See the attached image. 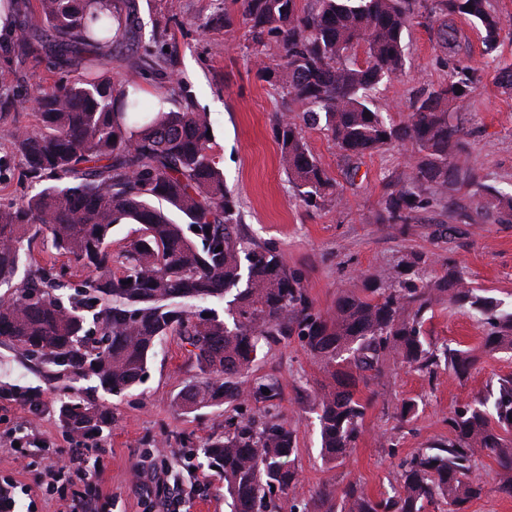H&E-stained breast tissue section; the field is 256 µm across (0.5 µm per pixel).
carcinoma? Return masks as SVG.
Masks as SVG:
<instances>
[{"mask_svg": "<svg viewBox=\"0 0 512 512\" xmlns=\"http://www.w3.org/2000/svg\"><path fill=\"white\" fill-rule=\"evenodd\" d=\"M232 3L224 27L246 31L259 71L281 96L280 157L306 205L321 208L336 193L302 135L320 125L349 166L383 149L414 147L406 177L383 197L381 223H411L429 204L425 191L450 185L475 188L499 223H512V193L455 163L465 132L453 113L481 74L465 60L453 28L439 33L451 62L448 83L417 98L408 120L389 123L372 97L384 77L403 68L402 38L416 0ZM431 11L470 20L487 51L512 36V23L491 0H431ZM135 20L129 2L36 0L15 21L17 52L42 51L65 68L92 52L102 64ZM272 43L280 61L270 67L264 57ZM36 102V128L18 125L13 139L24 178L39 189L19 202L0 200V345L55 386L57 418L71 437L94 439L112 428V412L94 391L118 395L142 383L169 335L191 346L200 372L181 395L187 412L277 399L278 382L247 380L250 366L261 341L300 336L334 381L317 402L329 464L356 444L371 400L356 397L355 388L385 377L388 355L419 371L469 372L470 351L435 347L425 337V314L437 301L448 298L486 327L484 352L512 350V312L469 287L454 263L419 287L409 271L420 258L404 256L370 287L341 293L326 314L316 311L279 256L240 232L236 198L211 155L208 113L187 105L156 110L109 77L55 83L40 89ZM124 222L135 223L137 235L114 251L113 230ZM71 264L87 275L65 294ZM208 302L223 305L224 315L196 309ZM82 380L96 385L77 387ZM0 398L40 405L38 389L18 384L0 385ZM449 425L448 441L400 464L392 494L373 497L350 483L334 504L320 488L315 495L325 512H426L438 500L448 512H466L483 491L471 479L478 449L494 460L500 490L511 497L512 377L497 379ZM200 452L222 476L231 512H282L279 498L300 482L293 432L271 412L209 438Z\"/></svg>", "mask_w": 512, "mask_h": 512, "instance_id": "carcinoma-1", "label": "carcinoma"}]
</instances>
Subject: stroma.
I'll return each mask as SVG.
<instances>
[{"mask_svg": "<svg viewBox=\"0 0 512 512\" xmlns=\"http://www.w3.org/2000/svg\"><path fill=\"white\" fill-rule=\"evenodd\" d=\"M139 25L112 51V81L134 82L145 103L163 99L165 109L193 103L209 113L211 154L224 183L239 203L240 230L254 243L275 251L288 270L301 275L316 310L331 311L342 292H359L379 271L400 257L424 260V281L437 278L454 260L469 285L512 308V224L485 212L486 202L473 188L452 186L419 210L412 224H382L381 202L407 170L410 147L392 148L365 157L348 170L330 137L309 127L304 137L311 153L337 182L336 200L324 208L307 206L288 181L275 138L280 98L261 77L244 29H225L217 21L219 0H136ZM443 17L420 8L403 35L405 68L386 78L375 99L384 118L407 119L412 103L445 84L451 75L438 32ZM471 64L482 70L466 110L458 120L467 147L459 164L476 168L490 185L512 188V86L497 74L512 67V39L485 53L477 29L455 19ZM11 40H0V86L16 97L0 115V198L21 200L31 191L22 175L23 161L12 146L14 125L35 126V90L59 81L88 77L86 66L54 69L46 57L17 60ZM424 329L434 344L457 343L473 351L476 362L465 379L438 370L429 374L386 362L387 376L361 389L371 398L354 448L339 463H326L315 396L327 375L299 336L263 345L251 377L276 379L280 398L275 412L294 430L295 464L301 481L282 507L306 503L316 512L314 493H340L360 484L372 496L395 484L403 458L448 438V420L485 391L489 382L512 376V352L486 355L483 329L468 316L440 301L426 315ZM196 369L183 342L165 337L149 368V377L129 394L100 393L111 409L109 433L87 440L84 457L95 477L96 512H229L216 469L188 457L185 441L201 443L223 434L229 423L259 418L263 405L246 402L182 411L177 400L194 381ZM0 383L37 387L41 405L33 409L0 399V482L15 487L13 512H71L85 491L80 474H61L63 451L76 447L60 427L55 390L12 349L0 346ZM417 410L400 416L403 402ZM496 465L478 453L473 479L483 485L481 499L469 512H512V497L503 494Z\"/></svg>", "mask_w": 512, "mask_h": 512, "instance_id": "obj_1", "label": "stroma"}]
</instances>
